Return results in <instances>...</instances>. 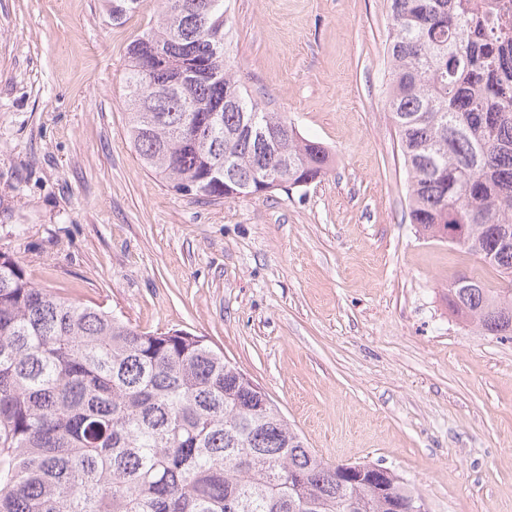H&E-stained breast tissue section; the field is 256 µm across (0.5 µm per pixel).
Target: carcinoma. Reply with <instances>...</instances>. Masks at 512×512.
Listing matches in <instances>:
<instances>
[{
  "label": "carcinoma",
  "instance_id": "1",
  "mask_svg": "<svg viewBox=\"0 0 512 512\" xmlns=\"http://www.w3.org/2000/svg\"><path fill=\"white\" fill-rule=\"evenodd\" d=\"M142 0H112V21ZM386 105L409 218L507 288L448 284V307L512 339V20L496 0H387ZM226 0H159L127 47L128 135L141 164L195 199L323 179L332 159L238 79ZM222 29L223 42L211 38ZM418 499L395 472L351 483L224 353L185 330L145 333L40 288L0 251V512H390Z\"/></svg>",
  "mask_w": 512,
  "mask_h": 512
}]
</instances>
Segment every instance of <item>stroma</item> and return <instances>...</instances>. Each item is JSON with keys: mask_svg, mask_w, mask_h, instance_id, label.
<instances>
[{"mask_svg": "<svg viewBox=\"0 0 512 512\" xmlns=\"http://www.w3.org/2000/svg\"><path fill=\"white\" fill-rule=\"evenodd\" d=\"M110 0H0V250L28 279L141 331L205 337L327 462L379 463L429 512H512V340L448 310L463 273L408 217L385 108L387 0H230L238 77L328 147L287 192L193 200L127 137Z\"/></svg>", "mask_w": 512, "mask_h": 512, "instance_id": "1", "label": "stroma"}]
</instances>
